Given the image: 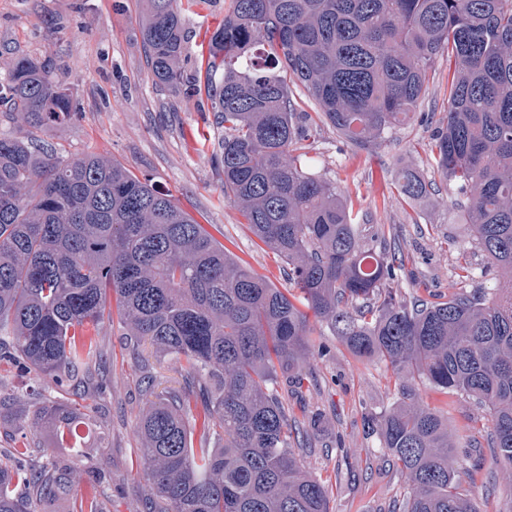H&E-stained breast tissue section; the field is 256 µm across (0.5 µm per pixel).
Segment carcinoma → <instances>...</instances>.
Returning <instances> with one entry per match:
<instances>
[{"mask_svg": "<svg viewBox=\"0 0 512 512\" xmlns=\"http://www.w3.org/2000/svg\"><path fill=\"white\" fill-rule=\"evenodd\" d=\"M140 34L155 82L211 100L224 198L288 265L289 288L239 265L150 179L41 145L36 132L72 118L74 99L52 57H23L0 82V106L30 128L26 141L0 134V363L56 389L77 372L92 377L113 293L123 335L158 362H182L186 379L139 422L148 512H329L327 488L294 448L317 420L291 414L278 390V376L310 355L304 306L395 377L394 406L364 424L406 485L399 512H478L457 439L415 382L489 409L488 481L512 485V287L406 300L402 264L363 248L343 192L303 158L317 120L371 150L416 110L433 61L448 56L447 123L432 151L466 196L489 270L512 281V0H230L193 70L179 0H145ZM288 75L316 116L295 111ZM397 190L428 193L410 170ZM198 385L213 424L196 439ZM93 412L54 402L14 425L35 436L45 421L75 443ZM72 479L33 441L0 448V512H36Z\"/></svg>", "mask_w": 512, "mask_h": 512, "instance_id": "1", "label": "carcinoma"}]
</instances>
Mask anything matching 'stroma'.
Here are the masks:
<instances>
[{"mask_svg": "<svg viewBox=\"0 0 512 512\" xmlns=\"http://www.w3.org/2000/svg\"><path fill=\"white\" fill-rule=\"evenodd\" d=\"M230 0H213L184 10L189 63L197 65L206 47L205 31L228 10ZM141 0H0V78L16 58L56 59L58 76L71 87L77 113L64 124L45 127L41 139L67 157L101 154L134 173L148 176L161 191L241 265L288 285L281 260L249 229L224 199V175L213 159L219 133L206 96L172 93L157 85L145 60L139 34ZM448 63L437 57L425 96L409 117L371 152L357 150L330 126L309 141L305 162L350 195L365 224L366 248L401 259L402 292L421 284L441 294L482 289L493 293L503 280L483 274L478 252L458 208V188L438 173L431 152L446 116ZM429 183L418 201L401 198L395 187L401 169ZM472 275L459 277L462 262ZM288 376V406L297 416L317 415L320 431L305 461L330 488V512H388L402 498L403 482L363 419L395 401V379L378 363L353 356L335 337ZM97 343L106 363L107 391L98 396L95 419L105 436L87 434L81 448L61 446L49 428L40 440L50 454L77 470L76 481L52 503L54 512H73L74 503L100 495L106 512H146L147 487L140 460L138 421L146 406V378L138 354L119 327L103 328ZM0 382L13 399L0 408V444L22 447L14 417L28 413L46 381L0 365ZM417 392L440 411L460 442L485 445L490 427L486 409L444 393L428 382ZM462 485L479 512H512V485L488 484L485 473L459 461Z\"/></svg>", "mask_w": 512, "mask_h": 512, "instance_id": "1", "label": "stroma"}]
</instances>
